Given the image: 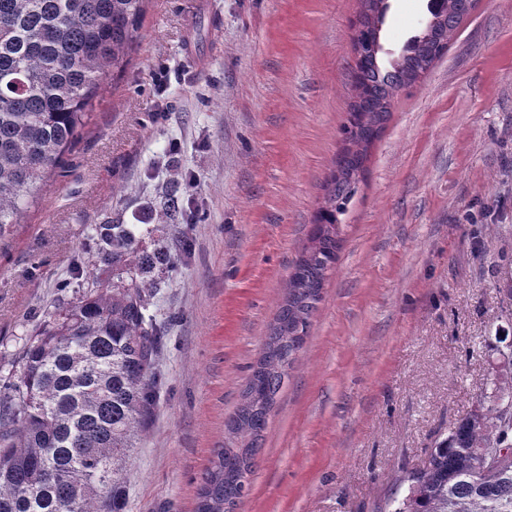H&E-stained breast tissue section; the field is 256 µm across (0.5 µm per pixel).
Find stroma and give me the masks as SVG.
Instances as JSON below:
<instances>
[{"label":"stroma","instance_id":"35a3bbf8","mask_svg":"<svg viewBox=\"0 0 512 512\" xmlns=\"http://www.w3.org/2000/svg\"><path fill=\"white\" fill-rule=\"evenodd\" d=\"M428 0H389L385 52ZM359 0H148L66 167L0 238V402L36 329L91 284L97 224H147L192 252L155 296L164 389L126 475L128 512H195L284 285L309 243L352 100ZM194 177L192 224H159ZM82 255L85 272L72 262ZM512 0H480L401 92L235 512H379L485 400L512 342ZM183 188L178 178H173L163 202L160 211L156 214V219L164 224H174L179 219L186 224L192 221L194 216L184 209L183 205Z\"/></svg>","mask_w":512,"mask_h":512}]
</instances>
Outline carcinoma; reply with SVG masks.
<instances>
[{
  "label": "carcinoma",
  "mask_w": 512,
  "mask_h": 512,
  "mask_svg": "<svg viewBox=\"0 0 512 512\" xmlns=\"http://www.w3.org/2000/svg\"><path fill=\"white\" fill-rule=\"evenodd\" d=\"M146 0H0V238L17 223L45 174L62 166L91 119L109 73L122 72L141 38ZM387 4L361 0L353 102L344 146L326 182L309 245L289 275L265 351L243 403L226 422L224 447L202 474L196 512H229L247 496L268 416L302 348L340 249V217L356 192L367 150L400 90L440 59L472 13L471 0H442L428 28L382 60ZM156 219L185 223L172 179ZM93 288L61 309L24 348L16 397L0 407V512H126L125 476L135 439L163 389L156 359L164 327L149 313L179 256L164 240L139 247L129 224H97ZM493 399L459 419L408 472L391 512H512V453L479 468L488 451L512 449V345ZM43 471L52 479L42 485Z\"/></svg>",
  "instance_id": "1"
}]
</instances>
